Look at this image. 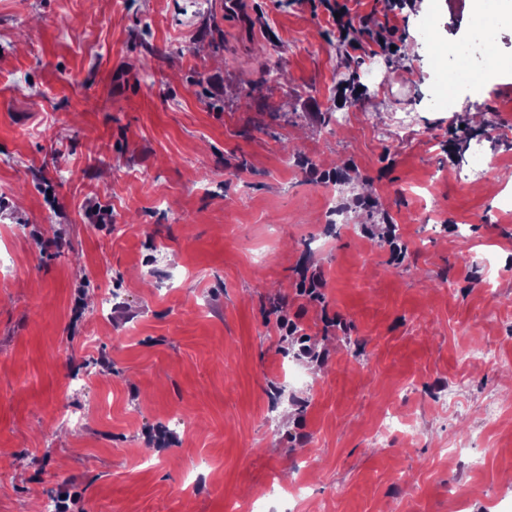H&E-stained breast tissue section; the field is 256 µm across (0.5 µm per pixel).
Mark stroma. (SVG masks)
<instances>
[{"label": "stroma", "mask_w": 512, "mask_h": 512, "mask_svg": "<svg viewBox=\"0 0 512 512\" xmlns=\"http://www.w3.org/2000/svg\"><path fill=\"white\" fill-rule=\"evenodd\" d=\"M340 2L0 0V512H512V22ZM326 287V280L321 270H314L310 275L303 276L297 287L298 295L311 301H319L323 298L322 288Z\"/></svg>", "instance_id": "35a3bbf8"}]
</instances>
